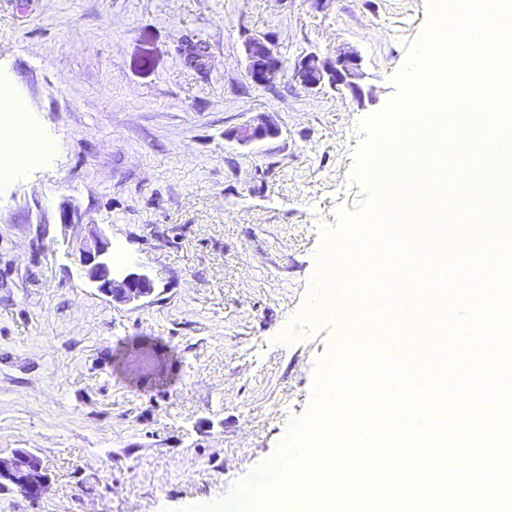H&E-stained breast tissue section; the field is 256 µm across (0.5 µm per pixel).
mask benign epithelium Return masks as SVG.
Masks as SVG:
<instances>
[{
  "label": "benign epithelium",
  "mask_w": 512,
  "mask_h": 512,
  "mask_svg": "<svg viewBox=\"0 0 512 512\" xmlns=\"http://www.w3.org/2000/svg\"><path fill=\"white\" fill-rule=\"evenodd\" d=\"M244 54L249 79L258 86H272L284 76L283 62L274 53L272 42L266 36L245 41ZM360 57L341 53L331 64L310 53L298 61L292 78L307 89H320L350 84L360 68ZM278 135V128L260 116L231 132V137L242 145L264 141ZM110 243L97 225L89 226L88 236L73 253L82 276L105 295L124 303H133L153 292L152 279L143 270H130L124 276H114L109 254ZM47 476L42 472L40 458L26 450L15 451L0 457V487L10 484L25 490L31 497H42L47 486Z\"/></svg>",
  "instance_id": "7a95c632"
}]
</instances>
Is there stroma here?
Here are the masks:
<instances>
[{
	"label": "stroma",
	"instance_id": "35a3bbf8",
	"mask_svg": "<svg viewBox=\"0 0 512 512\" xmlns=\"http://www.w3.org/2000/svg\"><path fill=\"white\" fill-rule=\"evenodd\" d=\"M433 21V0H0V86L55 145L0 177V456L49 478L0 512H181L272 456L348 331L314 276L369 198L363 123ZM263 35L288 68L357 52L358 89L254 85ZM260 115L276 138L230 139ZM91 224L150 296L80 276L67 244Z\"/></svg>",
	"mask_w": 512,
	"mask_h": 512
}]
</instances>
